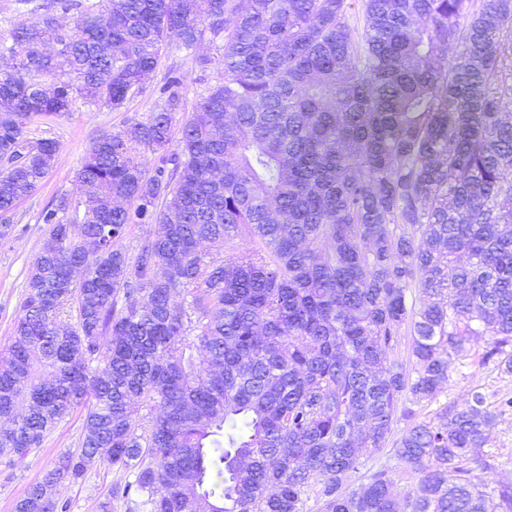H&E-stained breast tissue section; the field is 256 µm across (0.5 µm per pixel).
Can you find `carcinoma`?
Masks as SVG:
<instances>
[{"label": "carcinoma", "instance_id": "1", "mask_svg": "<svg viewBox=\"0 0 512 512\" xmlns=\"http://www.w3.org/2000/svg\"><path fill=\"white\" fill-rule=\"evenodd\" d=\"M14 2L34 20L0 36V239L55 162L34 118L119 109L206 33L224 73L178 127L169 77L159 111L92 143L80 199L41 212L0 351V455L76 410L83 435L14 512H69L53 488L97 461L133 473L123 494L147 512H301L314 484L320 512H512L471 455L512 397L495 409L476 386L436 423L406 406L435 400L473 340L512 374V0H363L360 33L347 0ZM58 11L75 25L48 54ZM407 324L411 373L391 358ZM401 419L416 497L385 467L344 488Z\"/></svg>", "mask_w": 512, "mask_h": 512}]
</instances>
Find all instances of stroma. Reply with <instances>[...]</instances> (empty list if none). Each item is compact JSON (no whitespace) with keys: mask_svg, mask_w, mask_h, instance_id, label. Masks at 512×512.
<instances>
[{"mask_svg":"<svg viewBox=\"0 0 512 512\" xmlns=\"http://www.w3.org/2000/svg\"><path fill=\"white\" fill-rule=\"evenodd\" d=\"M221 53L219 43L207 36L202 38L195 52L166 50L158 67L147 76L143 92L128 99L120 109L79 99L71 111L29 125V140H53L58 146V154L45 180L14 211L11 236L0 239V346L8 343L12 336L32 261L48 233V227L40 223L39 215L56 199L79 198L76 173L90 144L102 134L123 130L158 111L162 105L159 89L173 73L182 79L183 97V109L175 119L179 122L187 119L199 96L221 80L223 71L218 63ZM485 351L484 343L469 345L448 387L435 401L416 405L417 419H435L446 404L462 401L475 386L481 387L493 401L505 395L512 396V375L501 373L494 361L485 360ZM81 441L82 416L74 412L25 459L0 455V512H13L15 502L28 488L54 467L59 456L78 450ZM478 453L489 463L484 475L487 490L512 485V411L506 412L489 429L487 441ZM361 462L364 471L380 467L392 469L394 491L400 499L407 500L416 495L418 479L400 467L392 447L362 449ZM128 479L127 472L110 469L98 462L88 469L82 480L75 483L65 480L57 484L55 493L59 499L69 501L70 512H101L100 505L106 501L111 504V512H143L137 497L127 498L117 492Z\"/></svg>","mask_w":512,"mask_h":512,"instance_id":"1","label":"stroma"}]
</instances>
